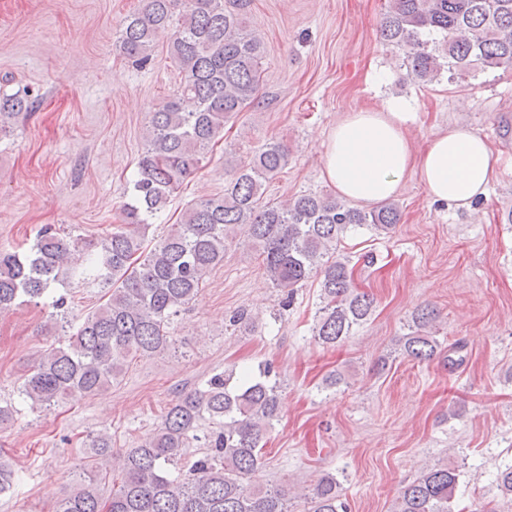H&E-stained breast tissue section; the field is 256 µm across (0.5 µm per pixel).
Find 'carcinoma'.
I'll return each mask as SVG.
<instances>
[{
	"label": "carcinoma",
	"instance_id": "carcinoma-1",
	"mask_svg": "<svg viewBox=\"0 0 512 512\" xmlns=\"http://www.w3.org/2000/svg\"><path fill=\"white\" fill-rule=\"evenodd\" d=\"M247 6L248 0H145L125 20L120 50L143 69L156 38L167 32L181 79L169 101L150 112L123 224L101 240L67 238L47 225L30 248L0 252V313L66 284L73 249L93 257L92 275L107 288L105 303L75 326L66 319V297L52 300L63 340L40 355L19 387L33 407L50 409L73 393L94 397L119 381L128 360L166 351L173 344L172 317L195 300L205 274L224 261V244L239 226L247 227L285 302L308 279H320L316 342L335 347L371 317L374 298L354 289L352 269L337 246L358 228L390 233L400 222L399 208L392 202L358 208L316 193L286 202L266 198L265 184L288 162V146L281 142L261 146L237 166L224 194L189 205L179 223L144 247L148 219L199 168L224 124L258 104L264 42L245 25ZM380 37L403 52L404 64L423 83L444 74L452 81L511 70L512 0H390ZM31 107L22 97H1L0 132ZM436 318L429 306L413 312L400 355L418 362L443 355L430 332ZM280 391L269 362L214 374L203 387L179 395L153 436L123 455L120 485L111 496L102 498L86 476L55 512H296L288 488L252 481L262 466L261 442L279 417ZM204 421L210 431L201 437ZM199 441L205 451L178 471L186 449ZM87 447L96 467L112 466L110 436L90 434ZM13 476L0 458V495L13 491ZM459 477L452 463L421 471L402 488L391 512H453ZM497 487L512 498V464L499 471ZM304 500V512H349L330 473Z\"/></svg>",
	"mask_w": 512,
	"mask_h": 512
}]
</instances>
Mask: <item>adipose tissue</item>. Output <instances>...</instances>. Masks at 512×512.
Instances as JSON below:
<instances>
[{"mask_svg":"<svg viewBox=\"0 0 512 512\" xmlns=\"http://www.w3.org/2000/svg\"><path fill=\"white\" fill-rule=\"evenodd\" d=\"M409 113L394 104L346 113L321 154L325 179L337 193L362 203L396 196L416 169L428 196L455 209L487 194L497 166L488 141L467 127H452L413 151L405 133Z\"/></svg>","mask_w":512,"mask_h":512,"instance_id":"1","label":"adipose tissue"}]
</instances>
